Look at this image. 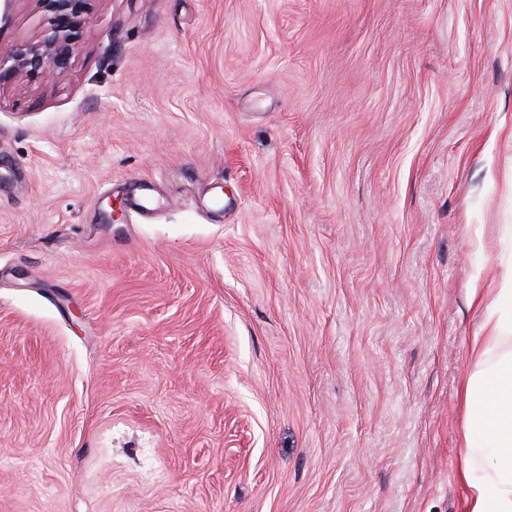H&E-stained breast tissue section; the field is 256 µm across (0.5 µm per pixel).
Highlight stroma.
<instances>
[{
	"instance_id": "35a3bbf8",
	"label": "stroma",
	"mask_w": 512,
	"mask_h": 512,
	"mask_svg": "<svg viewBox=\"0 0 512 512\" xmlns=\"http://www.w3.org/2000/svg\"><path fill=\"white\" fill-rule=\"evenodd\" d=\"M511 263L512 0H99L0 90V512H466Z\"/></svg>"
}]
</instances>
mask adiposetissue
I'll return each mask as SVG.
<instances>
[{"mask_svg":"<svg viewBox=\"0 0 512 512\" xmlns=\"http://www.w3.org/2000/svg\"><path fill=\"white\" fill-rule=\"evenodd\" d=\"M470 352L479 370L464 388L467 512H512V268Z\"/></svg>","mask_w":512,"mask_h":512,"instance_id":"adipose-tissue-1","label":"adipose tissue"}]
</instances>
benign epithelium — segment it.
<instances>
[{
  "label": "benign epithelium",
  "mask_w": 512,
  "mask_h": 512,
  "mask_svg": "<svg viewBox=\"0 0 512 512\" xmlns=\"http://www.w3.org/2000/svg\"><path fill=\"white\" fill-rule=\"evenodd\" d=\"M42 25L32 40L0 50V90L18 77L50 79L72 66L82 29L88 25L98 0H29Z\"/></svg>",
  "instance_id": "benign-epithelium-1"
}]
</instances>
